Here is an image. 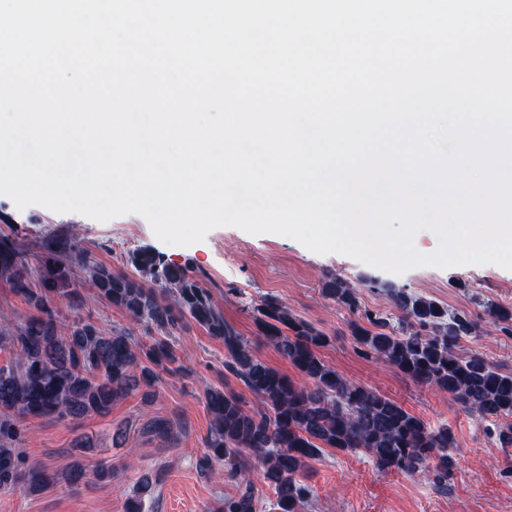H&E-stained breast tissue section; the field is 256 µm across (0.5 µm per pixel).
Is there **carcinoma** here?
<instances>
[{
	"label": "carcinoma",
	"instance_id": "obj_1",
	"mask_svg": "<svg viewBox=\"0 0 512 512\" xmlns=\"http://www.w3.org/2000/svg\"><path fill=\"white\" fill-rule=\"evenodd\" d=\"M37 248L34 267L26 246L0 234V280L31 309L23 322L0 327V351L10 354L0 365L1 492L34 494L86 480L78 466L57 472L29 459L22 449L25 422L105 414L143 387L144 402H153L165 376L186 372L175 338L190 321L224 344V380L204 393L211 421L196 468L213 475L221 466L236 491L210 512H257L258 480L273 492V512H304L312 498L306 472L326 448L362 452L381 471L437 484L448 480L455 465L451 431L428 426L396 401L340 374L320 356L328 336L278 298L254 305L252 318L257 336L292 364L299 382L258 359L251 342L224 322L210 290L154 250L128 255L132 276L101 263L72 234L52 232ZM75 268L86 273L98 298L155 335L146 341L129 328L108 330L83 317L82 299L72 287ZM387 291L401 311L399 326L389 327L382 317L367 318L366 326L353 323L351 336L361 353L450 395L482 421L512 418V372L481 355L458 353L478 323L431 298L391 285ZM326 294L340 306L358 308L356 288L340 278L327 283ZM60 300L67 301L72 317L61 315ZM486 309L491 323L512 335V309ZM231 376L256 406L229 387ZM181 428L177 417L154 421V431L165 436Z\"/></svg>",
	"mask_w": 512,
	"mask_h": 512
}]
</instances>
